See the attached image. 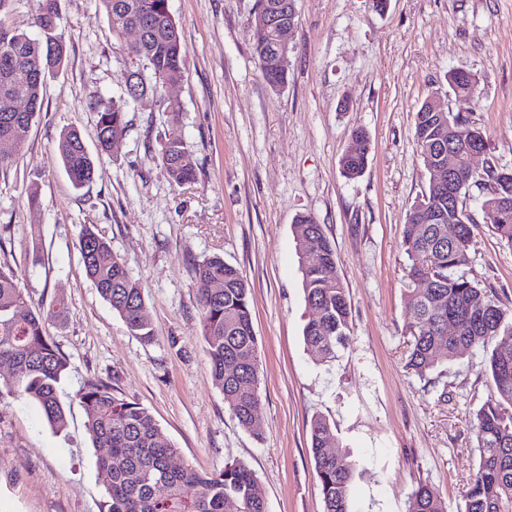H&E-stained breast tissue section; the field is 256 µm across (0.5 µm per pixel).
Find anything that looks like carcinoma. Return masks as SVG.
I'll list each match as a JSON object with an SVG mask.
<instances>
[{"label":"carcinoma","instance_id":"1","mask_svg":"<svg viewBox=\"0 0 512 512\" xmlns=\"http://www.w3.org/2000/svg\"><path fill=\"white\" fill-rule=\"evenodd\" d=\"M105 13L112 37L129 57L143 63L140 71L127 75L141 95H157L168 80L183 77L185 57L182 33L169 10V0H96ZM32 24L40 32L33 38L0 20V141L21 148L43 107V89L57 73L67 55V43L58 30L57 0H32ZM142 31L138 42L125 43L133 27ZM253 52L265 81L278 88L287 83L288 71L272 73L264 55L268 34L253 24ZM448 85L460 97L477 92L478 79L464 67L448 73ZM26 99L34 110L12 111L13 103ZM97 114L99 149L108 152L112 140L126 130L123 106L101 100L92 103ZM170 114L168 135L160 142L159 157L168 181L178 187L197 182V167L180 130V103L166 100ZM414 136L420 148L428 181L423 199L414 204L403 229V245L411 261L410 277L428 275L436 287L424 295H410L413 316L407 365L424 376L442 361H453L462 352L494 345L487 360L492 393L476 414L479 463L467 483L464 512H512V310L489 298L487 290L469 276L470 248L477 224L463 208L461 196L470 185L488 187L482 202L486 223L512 245V172L490 165L471 173L467 159L479 144L487 147L481 128L457 113L440 116L421 104L415 115ZM354 151L341 156L343 175L361 177L368 164L366 133L356 130ZM453 150L459 171L439 187L431 166L439 148ZM57 154L72 185L80 189L95 174V162L81 134L65 129L57 142ZM294 238L311 237L310 256L300 257L306 305L313 311L303 330L304 343L319 362H330L350 340L351 308L336 265V253L322 225L310 215H300L292 225ZM80 253L86 276L100 296L125 322L129 332L152 343L156 330L145 315L144 289L132 278L126 260L111 244L86 226L80 237ZM198 288L200 331L215 387L246 431L258 437L259 362L253 326L251 289L246 275L219 256L193 265ZM67 313V302L56 299L48 310H31L21 277L9 265H0V398L11 396L36 402L47 423L61 431L67 412L57 389L68 361L53 337L50 322ZM449 319L456 326L448 336L439 335ZM230 361L238 371L229 374ZM86 431L96 448L104 449L98 469L107 501L105 512H267L257 494L256 473L235 461L218 474L200 472L183 464L171 465L178 449L164 435L150 410L119 397L100 380H89L79 390ZM333 435L323 415L310 422L311 450L320 484L323 512H352L350 489L357 464L348 452L330 453L326 442ZM407 512H447V507L426 482L409 495Z\"/></svg>","mask_w":512,"mask_h":512}]
</instances>
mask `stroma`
<instances>
[{
  "instance_id": "obj_1",
  "label": "stroma",
  "mask_w": 512,
  "mask_h": 512,
  "mask_svg": "<svg viewBox=\"0 0 512 512\" xmlns=\"http://www.w3.org/2000/svg\"><path fill=\"white\" fill-rule=\"evenodd\" d=\"M183 30L186 69L168 96L198 182L171 186L160 166L169 129L163 101L127 100L138 61L113 43L95 0H59L68 45L43 109L15 162L0 173V263L18 268L33 308L65 298L50 334L69 362L58 395L67 426L52 430L37 403L0 400V512H101L98 451L77 397L100 380L155 416L181 460L203 472L242 461L258 477L268 512H322L310 448L313 416H326L333 448L357 463L354 512H407L431 484L448 512H463L477 464L472 418L491 382L486 354L469 351L420 377L407 369L414 282L402 245L410 208L427 184L414 115L440 97L480 126L488 149L475 164L512 169V0H298L288 82L271 88L253 55L256 0H169ZM464 66L476 95L456 97L448 73ZM124 103L126 133L98 152L97 100ZM77 128L95 160L92 183L74 189L56 145ZM369 135L356 180L339 160L353 130ZM37 184L39 207L26 189ZM483 187L462 197L478 229L473 275L512 308V246L486 226ZM315 217L336 249L351 308L350 342L335 361L308 353L310 311L292 224ZM110 241L143 286L157 338L147 344L87 279L84 226ZM218 255L252 291L258 341L261 437L238 425L215 388L200 334L194 262Z\"/></svg>"
}]
</instances>
